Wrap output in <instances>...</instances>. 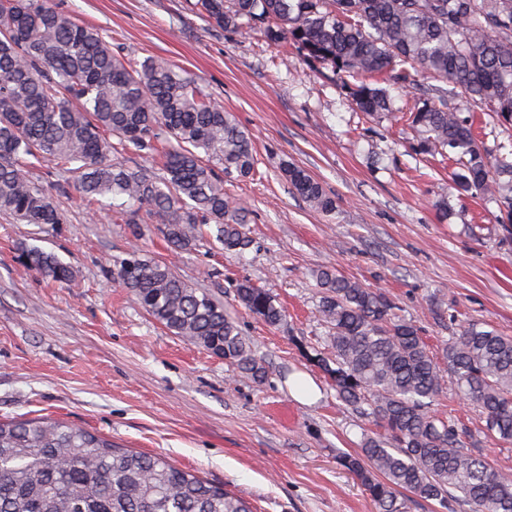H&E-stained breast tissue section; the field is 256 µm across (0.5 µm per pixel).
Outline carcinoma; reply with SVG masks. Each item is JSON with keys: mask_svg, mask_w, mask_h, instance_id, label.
<instances>
[{"mask_svg": "<svg viewBox=\"0 0 512 512\" xmlns=\"http://www.w3.org/2000/svg\"><path fill=\"white\" fill-rule=\"evenodd\" d=\"M208 23L256 31L329 67L367 117L395 119L389 83L415 90L406 116L419 158L452 162L449 188L493 202L512 224V150L493 154L461 116L462 95L512 128V0H199ZM133 154H161L154 171L109 159L111 137ZM50 163L85 200L116 208L128 224L145 211L171 249L189 252L203 236L243 253L249 210L224 192V178L254 170L251 137L234 115L165 60L138 62L112 51L101 32L50 0H0V213L26 224H61L39 180ZM294 194L332 216L336 199L306 170L287 165ZM27 265L58 284L73 271L32 247ZM113 271L142 308L171 333L201 345L255 382L266 370L224 303L193 288L172 267L139 251ZM316 312L330 355L311 356L336 396L380 423L360 454L341 464L378 512H402L407 490L447 512H512V473L483 456L488 439L512 443V336L473 321L442 341L436 357L421 329L386 295L322 267L314 271ZM235 300L269 326L284 311L248 281ZM478 407L474 435L441 419L434 403L447 380ZM0 512H253L244 497L160 454L122 448L66 421L0 419Z\"/></svg>", "mask_w": 512, "mask_h": 512, "instance_id": "1", "label": "carcinoma"}]
</instances>
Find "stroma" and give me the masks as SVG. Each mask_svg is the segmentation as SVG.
<instances>
[{"label":"stroma","mask_w":512,"mask_h":512,"mask_svg":"<svg viewBox=\"0 0 512 512\" xmlns=\"http://www.w3.org/2000/svg\"><path fill=\"white\" fill-rule=\"evenodd\" d=\"M53 2L113 50L168 60L233 113L257 164L224 189L248 206L252 245L226 253L204 239L177 254L157 225L91 213L70 186L56 193L65 223L0 214V418L49 416L164 455L243 495L254 512H375L337 456L358 454L379 427L337 399L308 359L326 334L312 272L331 267L383 291L432 347L472 320L512 335V233L498 209L449 196L443 217L434 201L447 194L451 168L412 154V128L364 117L330 69L257 33L209 25L196 0ZM287 163L323 183L334 215L293 194L281 174ZM26 247L55 253L73 281L27 267ZM133 250L223 302L265 381L173 335L120 287L112 260ZM242 280L282 304L278 326L236 306ZM301 374L316 385L315 401L293 395L289 381Z\"/></svg>","instance_id":"1"}]
</instances>
